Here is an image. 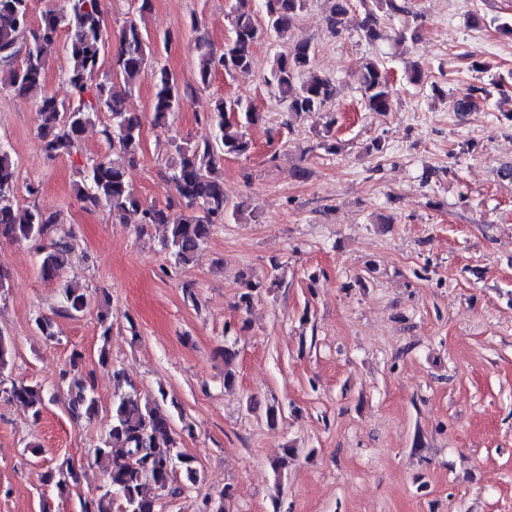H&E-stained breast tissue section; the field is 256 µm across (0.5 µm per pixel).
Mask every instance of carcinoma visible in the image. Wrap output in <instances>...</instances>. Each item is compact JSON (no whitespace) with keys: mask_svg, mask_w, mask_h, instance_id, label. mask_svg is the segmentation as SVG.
Listing matches in <instances>:
<instances>
[{"mask_svg":"<svg viewBox=\"0 0 512 512\" xmlns=\"http://www.w3.org/2000/svg\"><path fill=\"white\" fill-rule=\"evenodd\" d=\"M326 16L328 30L338 35L353 11L352 0H333ZM105 0H66V6L45 11L38 25L31 22V0H0V89L15 95L41 91L38 102L39 133L45 153L50 157L71 156L82 152V137L97 113H110L101 135L112 147V156L90 157L76 182V196L84 204L107 211L121 222L130 214L139 215V228L161 226V246L173 264L190 266L200 247L214 228L231 217L240 220L243 208L228 209L224 183L217 175V163L226 155L243 156L252 149L247 128L259 124L262 114L243 98L218 99L207 115L210 137L196 143L176 142L167 161L165 178L175 190L176 199L166 205H144L133 193L127 180L128 168L134 166L141 152L142 119L129 112L125 95L139 79L153 49L140 26L131 21L122 26L119 48L112 55V74L95 85L88 76L98 69L105 47L103 28ZM306 7V0H262L264 22H259L251 0H237L231 16L229 41L217 53L204 38L197 43V88H183L166 68L153 73V124L168 125L184 102L196 90L211 84L218 71L228 75L247 73L253 67V46L266 31L282 36L295 24ZM361 15L357 28L368 42L381 38L380 13L397 16L407 13L406 0H360ZM66 41L59 42L61 33ZM69 62L66 70L70 87L68 98L59 100L44 92L46 68L58 52ZM119 77L123 90H116L113 77ZM265 82L275 96L295 114H319L326 111L337 95L336 82L315 71L313 49L305 39L288 43L273 57ZM364 107L369 112L392 109L395 90L389 83L382 64L375 59L365 61L359 74ZM499 94H508L507 81L491 82ZM491 88V89H493ZM491 89L471 85L459 100L460 111L468 112L491 95ZM335 120L329 119L318 130V147L334 154L339 143L332 134ZM16 166L8 149L0 144V237L38 244L40 273L46 280L60 278L63 258L73 251L76 240L63 227L61 215L36 206H21L15 201ZM60 313L73 317L88 306L83 288L60 282ZM37 333L48 340L58 336L57 325L48 317L35 319ZM12 362V345L0 335V393L32 411L39 418L47 404L56 399L38 382L8 380L6 371ZM117 391L112 401V419L95 454L112 460L106 488L96 498L79 501L78 512H159V498L149 494L153 488L160 494H173V477L184 473L186 479L198 481L193 457L178 450L177 432L171 416L158 405L141 399L128 385L120 368L112 369ZM9 385H4L5 381ZM68 388V411L75 419H93L98 412L91 385L83 378H72ZM47 481L63 493L77 481L75 466L60 462L47 474Z\"/></svg>","mask_w":512,"mask_h":512,"instance_id":"1","label":"carcinoma"}]
</instances>
